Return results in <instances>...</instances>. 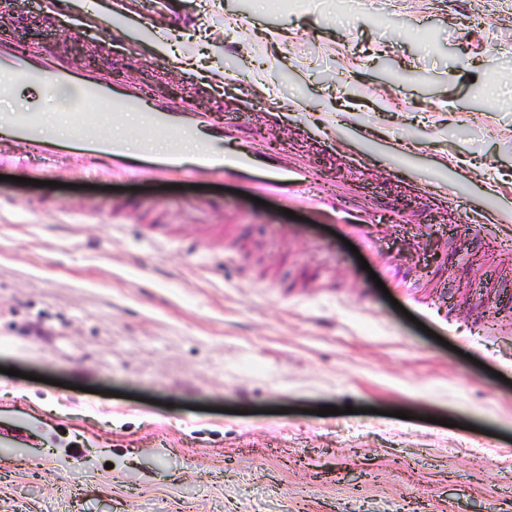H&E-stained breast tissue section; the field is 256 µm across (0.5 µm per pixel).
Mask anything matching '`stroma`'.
I'll return each mask as SVG.
<instances>
[{"mask_svg": "<svg viewBox=\"0 0 512 512\" xmlns=\"http://www.w3.org/2000/svg\"><path fill=\"white\" fill-rule=\"evenodd\" d=\"M125 5L89 28L29 0L0 30L67 57L85 34L105 74L252 113L415 235L378 225L361 262L232 180L0 181V512H512V252L476 226L512 225V0ZM154 24L181 33L162 77ZM201 232L220 255L188 263Z\"/></svg>", "mask_w": 512, "mask_h": 512, "instance_id": "35a3bbf8", "label": "stroma"}]
</instances>
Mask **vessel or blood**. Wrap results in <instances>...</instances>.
Listing matches in <instances>:
<instances>
[{
  "label": "vessel or blood",
  "instance_id": "b4317fda",
  "mask_svg": "<svg viewBox=\"0 0 512 512\" xmlns=\"http://www.w3.org/2000/svg\"><path fill=\"white\" fill-rule=\"evenodd\" d=\"M73 88L75 133L59 143L52 127L42 123L38 109L0 113V140L18 146L9 166L23 172L38 171L46 178L58 171L57 160L70 159L87 177L153 178L168 182L204 179L210 182L245 178L260 195L280 196L285 209L301 210L311 219L336 224L345 234L370 237L374 222L371 207L359 200L353 188L319 185L316 171L306 162L272 158L251 139L245 115L234 114L216 122L184 99H158L151 88L136 81L115 82L96 69L74 66L55 52L22 50L0 40V97L26 92L38 98L44 78ZM137 112L143 133L169 136L172 147L164 154L135 153L112 138L106 123L123 113ZM193 136L198 147L186 160L178 143Z\"/></svg>",
  "mask_w": 512,
  "mask_h": 512
}]
</instances>
